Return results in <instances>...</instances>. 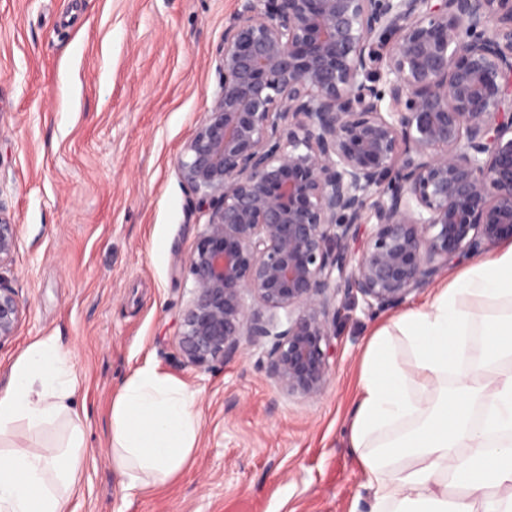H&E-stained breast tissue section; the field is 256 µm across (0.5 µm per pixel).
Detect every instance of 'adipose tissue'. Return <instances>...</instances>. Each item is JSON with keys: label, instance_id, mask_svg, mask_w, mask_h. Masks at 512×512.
Returning a JSON list of instances; mask_svg holds the SVG:
<instances>
[{"label": "adipose tissue", "instance_id": "obj_1", "mask_svg": "<svg viewBox=\"0 0 512 512\" xmlns=\"http://www.w3.org/2000/svg\"><path fill=\"white\" fill-rule=\"evenodd\" d=\"M56 337L30 344L0 389V512H72L83 471L77 378ZM196 397L142 368L112 400L109 451L135 493L182 472L198 449ZM64 423V441L28 448L16 426ZM346 441L370 512H512V242L370 339Z\"/></svg>", "mask_w": 512, "mask_h": 512}]
</instances>
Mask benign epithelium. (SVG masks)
<instances>
[{"label": "benign epithelium", "mask_w": 512, "mask_h": 512, "mask_svg": "<svg viewBox=\"0 0 512 512\" xmlns=\"http://www.w3.org/2000/svg\"><path fill=\"white\" fill-rule=\"evenodd\" d=\"M219 54L178 160L207 215L179 348L207 370L264 339L279 388L315 399L349 300L395 309L512 240V0H243ZM17 243L0 214V267ZM22 316L0 277V344Z\"/></svg>", "instance_id": "benign-epithelium-1"}]
</instances>
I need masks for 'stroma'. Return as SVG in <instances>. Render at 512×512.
Returning a JSON list of instances; mask_svg holds the SVG:
<instances>
[{
  "label": "stroma",
  "instance_id": "obj_1",
  "mask_svg": "<svg viewBox=\"0 0 512 512\" xmlns=\"http://www.w3.org/2000/svg\"><path fill=\"white\" fill-rule=\"evenodd\" d=\"M240 0H0V214L18 226L4 274L23 305L0 385L32 342L60 337L84 423L74 512H369L345 441L367 340L394 311L356 301L326 392L284 393L264 344L198 370L176 335L191 283L178 262L205 214L178 158L220 91L217 49ZM196 394L199 448L166 485L129 496L106 430L138 369Z\"/></svg>",
  "mask_w": 512,
  "mask_h": 512
}]
</instances>
